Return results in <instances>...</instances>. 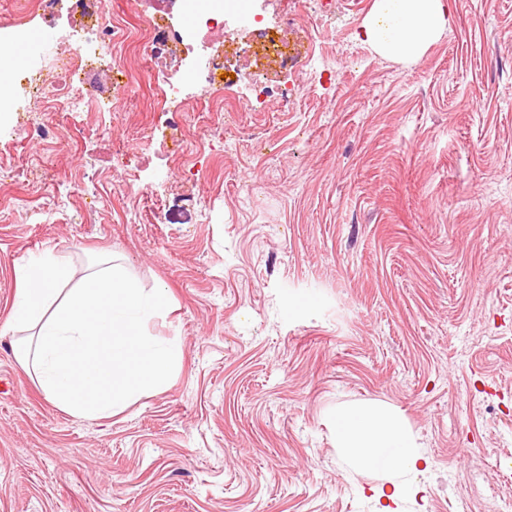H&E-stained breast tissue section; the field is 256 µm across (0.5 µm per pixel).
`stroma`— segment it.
<instances>
[{
	"mask_svg": "<svg viewBox=\"0 0 512 512\" xmlns=\"http://www.w3.org/2000/svg\"><path fill=\"white\" fill-rule=\"evenodd\" d=\"M229 30L289 8L300 63L254 108L246 80L184 114L175 158L141 70L131 0L120 111L55 112L86 133L0 138V322L14 266L46 250L79 281L122 258L170 310L181 367L107 418L58 408L0 335V512H378L386 479L337 450V409L378 402L429 469L394 512H450L452 474L512 495V0H453L397 60L366 41L374 0H227ZM138 191H130L129 183Z\"/></svg>",
	"mask_w": 512,
	"mask_h": 512,
	"instance_id": "obj_1",
	"label": "stroma"
}]
</instances>
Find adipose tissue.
<instances>
[{
  "instance_id": "obj_1",
  "label": "adipose tissue",
  "mask_w": 512,
  "mask_h": 512,
  "mask_svg": "<svg viewBox=\"0 0 512 512\" xmlns=\"http://www.w3.org/2000/svg\"><path fill=\"white\" fill-rule=\"evenodd\" d=\"M449 21L447 0H375L364 35L384 55L405 60L434 42ZM335 422L337 448L360 470L412 478L428 470L411 430L384 405L341 409Z\"/></svg>"
}]
</instances>
